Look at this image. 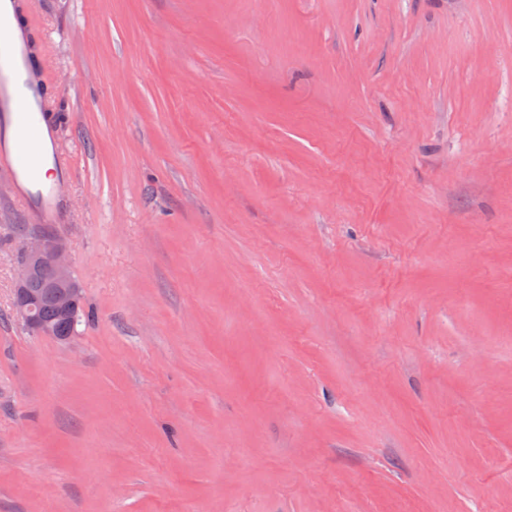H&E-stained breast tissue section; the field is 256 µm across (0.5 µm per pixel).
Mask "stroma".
<instances>
[{"instance_id":"1","label":"stroma","mask_w":512,"mask_h":512,"mask_svg":"<svg viewBox=\"0 0 512 512\" xmlns=\"http://www.w3.org/2000/svg\"><path fill=\"white\" fill-rule=\"evenodd\" d=\"M50 229L0 512H512V0H35ZM23 252L24 260L17 263L14 311L17 317L38 335L68 343L80 317L84 316L86 312L85 309L83 312V303L77 312L83 294L66 257V245L55 235L39 234L25 240ZM23 252L21 249L18 256L19 261L23 258ZM37 275L46 277L47 287L52 288L57 308L56 310L50 299H45L42 301L39 311L43 322L52 330L54 334L52 336L50 329L39 320L35 313L37 299L31 293L30 288H43L41 279H36L30 284Z\"/></svg>"}]
</instances>
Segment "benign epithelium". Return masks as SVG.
<instances>
[{"label": "benign epithelium", "mask_w": 512, "mask_h": 512, "mask_svg": "<svg viewBox=\"0 0 512 512\" xmlns=\"http://www.w3.org/2000/svg\"><path fill=\"white\" fill-rule=\"evenodd\" d=\"M24 260L17 263L16 288L13 307L17 317L30 329L42 336H51L50 329L35 313L36 297L29 284L37 275L46 277L47 287L52 289L58 313L75 320L82 288L74 277L66 257V245L57 236L39 234L25 240Z\"/></svg>", "instance_id": "obj_1"}]
</instances>
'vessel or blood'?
<instances>
[{
    "label": "vessel or blood",
    "instance_id": "1",
    "mask_svg": "<svg viewBox=\"0 0 512 512\" xmlns=\"http://www.w3.org/2000/svg\"><path fill=\"white\" fill-rule=\"evenodd\" d=\"M40 45L29 26L7 32L0 15V170L9 172L22 190L29 210L50 221L57 196L34 174L35 130L44 120L48 102L34 62Z\"/></svg>",
    "mask_w": 512,
    "mask_h": 512
}]
</instances>
